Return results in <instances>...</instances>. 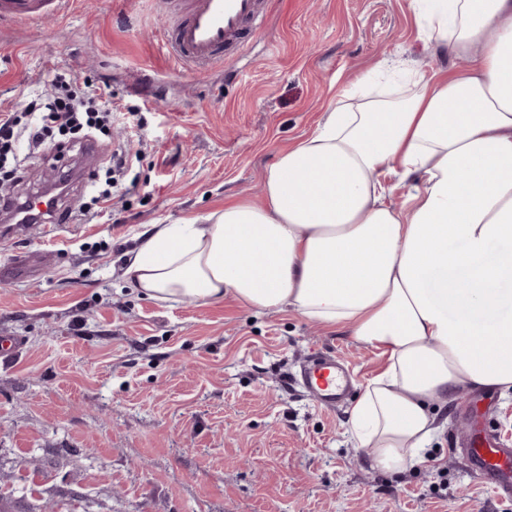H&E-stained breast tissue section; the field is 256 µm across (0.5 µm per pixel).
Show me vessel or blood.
<instances>
[{
	"instance_id": "obj_1",
	"label": "vessel or blood",
	"mask_w": 512,
	"mask_h": 512,
	"mask_svg": "<svg viewBox=\"0 0 512 512\" xmlns=\"http://www.w3.org/2000/svg\"><path fill=\"white\" fill-rule=\"evenodd\" d=\"M44 0H0V17L12 20H37ZM264 11L262 0H193L185 17L168 33L163 47L169 56L189 69L205 68L224 60V51L244 42L257 30ZM10 232L26 228L32 215L25 204L13 208ZM61 216L58 204L44 205L38 217L46 233H53ZM300 378L312 397L333 408L347 397L351 374L336 357L313 356L301 369ZM466 456L476 479L493 487L504 497H512V448L500 445L493 436L472 431L465 441Z\"/></svg>"
}]
</instances>
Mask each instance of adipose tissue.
<instances>
[{"mask_svg":"<svg viewBox=\"0 0 512 512\" xmlns=\"http://www.w3.org/2000/svg\"><path fill=\"white\" fill-rule=\"evenodd\" d=\"M410 5L425 47L464 68L337 101L268 166L263 205L154 225L122 273L159 302L288 306L379 350L347 423L385 471L422 462L433 402L512 390V0Z\"/></svg>","mask_w":512,"mask_h":512,"instance_id":"1","label":"adipose tissue"}]
</instances>
